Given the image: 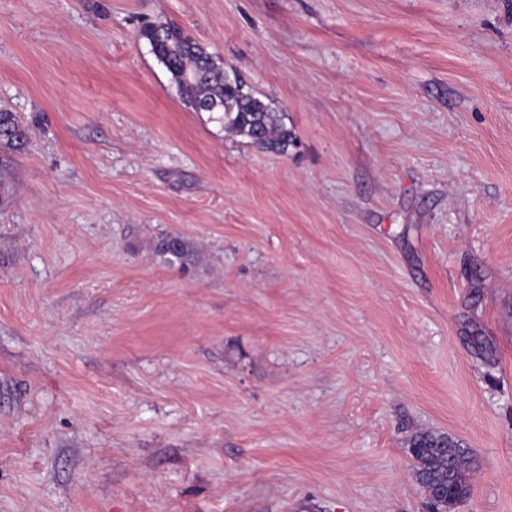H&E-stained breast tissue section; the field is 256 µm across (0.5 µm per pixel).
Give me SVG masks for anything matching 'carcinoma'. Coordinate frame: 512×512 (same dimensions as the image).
Here are the masks:
<instances>
[{"instance_id": "obj_1", "label": "carcinoma", "mask_w": 512, "mask_h": 512, "mask_svg": "<svg viewBox=\"0 0 512 512\" xmlns=\"http://www.w3.org/2000/svg\"><path fill=\"white\" fill-rule=\"evenodd\" d=\"M141 37L168 70L189 109L217 114L224 131L248 139L262 151L288 154L294 134L284 123V113L256 96L235 71H227L183 28L172 22L152 24L141 31ZM29 132L18 113L0 110L1 153L25 149ZM154 251L164 264L180 271L192 267L196 258L193 243L180 236L158 239ZM407 451L433 512H453L448 503L469 498L471 465L460 444L445 434L418 432L409 439Z\"/></svg>"}]
</instances>
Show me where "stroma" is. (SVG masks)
I'll use <instances>...</instances> for the list:
<instances>
[{
	"label": "stroma",
	"instance_id": "stroma-1",
	"mask_svg": "<svg viewBox=\"0 0 512 512\" xmlns=\"http://www.w3.org/2000/svg\"><path fill=\"white\" fill-rule=\"evenodd\" d=\"M159 21L287 154L186 107ZM0 108V512H429L425 430L512 512V0H0ZM140 35L170 73L189 109L219 114L213 119L224 131L247 138L262 151L287 154L294 134L284 123V113L256 96L235 71H227L183 28L164 22L146 26ZM30 127L16 112L0 110V152L24 150L29 142ZM154 251L164 264L177 267L180 271H187L192 267L196 258L193 243L180 236L168 235L158 239L154 244Z\"/></svg>",
	"mask_w": 512,
	"mask_h": 512
}]
</instances>
